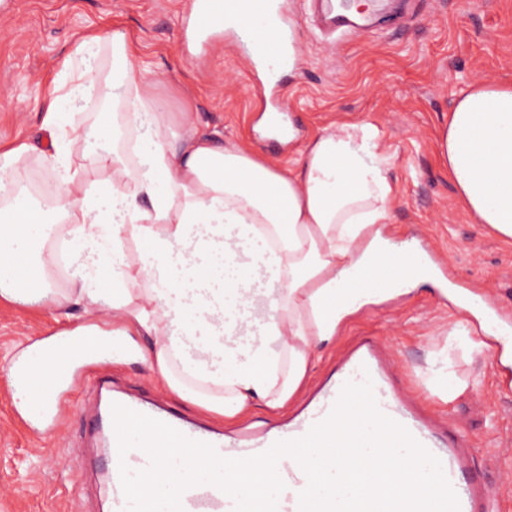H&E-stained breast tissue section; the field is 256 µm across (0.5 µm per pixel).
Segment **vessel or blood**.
Segmentation results:
<instances>
[{
	"instance_id": "vessel-or-blood-1",
	"label": "vessel or blood",
	"mask_w": 512,
	"mask_h": 512,
	"mask_svg": "<svg viewBox=\"0 0 512 512\" xmlns=\"http://www.w3.org/2000/svg\"><path fill=\"white\" fill-rule=\"evenodd\" d=\"M228 16L237 20V41L243 45L253 62L267 64L272 70L295 63L296 56L292 48L297 19L283 0H188L187 30L193 36L209 32L223 25ZM389 250L397 256L396 264L390 271L392 278L407 280L423 273L421 247L394 242L390 244ZM98 346L97 336L88 334L69 342L57 352L53 362H46L44 356L37 355L8 370L13 390L29 399L28 416L31 420H43L53 411L57 403L58 385L72 377L76 360L85 358ZM46 369L51 372L47 379L42 376ZM367 379L373 383L380 411L403 425L440 460L444 474L457 495L459 512H492V497L488 489L462 477L469 461L465 443L440 447L429 424L408 408L402 394L385 377L370 347L350 358L339 377V386L328 390L296 425L238 443L227 442L221 435L162 413L144 401L121 396L117 402L168 424L188 438L213 445L223 457L247 458L265 452L277 441L304 436L314 424L329 414L339 396L341 384L360 383ZM98 418L107 424L105 440L112 449L106 477L111 512H127L128 502L121 485L120 469L125 466L134 472L143 470L148 467L149 458L139 449L130 450L123 457L116 454L117 438L110 425L111 408L100 410ZM278 474L285 488L278 497L277 512H299V495L308 484L305 472L299 464L286 462L279 467ZM181 506L183 512H234L235 501L216 486L205 483L185 490L181 496Z\"/></svg>"
}]
</instances>
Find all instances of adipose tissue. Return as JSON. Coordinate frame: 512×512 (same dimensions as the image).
Here are the masks:
<instances>
[{"label": "adipose tissue", "mask_w": 512, "mask_h": 512, "mask_svg": "<svg viewBox=\"0 0 512 512\" xmlns=\"http://www.w3.org/2000/svg\"><path fill=\"white\" fill-rule=\"evenodd\" d=\"M110 41L124 144L80 168L64 164L60 141L93 131L61 123L60 89L44 98L50 145L39 156L63 193L51 207L13 196L11 208L27 213L0 220V300L24 294L10 270L14 245L29 226L57 225L58 238L78 243L81 272L56 306L76 303L92 316L109 304L112 320L98 333L111 337L113 353L149 363L170 391L217 420L257 406L283 414L348 316L409 291L384 280L329 305L352 276L394 261L383 250L396 196L380 131L368 122L326 127L278 166L200 131L193 112H165L151 78L131 76L125 35ZM438 148L465 210L512 242V84L461 89ZM141 336L154 337L153 349L138 345Z\"/></svg>", "instance_id": "1"}]
</instances>
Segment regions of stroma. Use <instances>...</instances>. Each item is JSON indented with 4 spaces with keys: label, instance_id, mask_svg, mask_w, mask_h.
I'll return each instance as SVG.
<instances>
[{
    "label": "stroma",
    "instance_id": "35a3bbf8",
    "mask_svg": "<svg viewBox=\"0 0 512 512\" xmlns=\"http://www.w3.org/2000/svg\"><path fill=\"white\" fill-rule=\"evenodd\" d=\"M185 2L0 0V151L40 136L41 95L71 83L65 64L81 38L119 31L150 69L166 111H181L190 99L200 130L248 142L272 163L287 165L325 127L378 126L397 197L393 239L427 242L446 264L444 279L477 288L512 319V243L460 205L437 149L462 88L512 82V0H390L383 16L366 17L350 36L324 29L309 0H288L298 16L300 63L281 73L283 93L266 101L286 107L294 123L293 139L278 144L261 128L264 103L253 91L259 70L234 47L232 29L187 41ZM14 175L17 191L30 200L59 188L34 153L18 159ZM440 282L421 281L408 295L350 315L285 414L256 408L238 422H217L162 389L139 359L102 349L76 364L47 436L17 408L3 368L35 341L63 339L87 319L82 307L65 315L41 296L0 301V512H104L110 450L84 427L97 402L98 376H110L114 390L227 435L265 431L314 401L337 379L341 357L371 336L388 340L395 362L390 380L433 419L439 443L457 429L472 445L473 470L490 488L494 512H512V368L504 369L499 356L469 351L468 327L446 306ZM451 378L463 389L448 400L442 391Z\"/></svg>",
    "mask_w": 512,
    "mask_h": 512
}]
</instances>
